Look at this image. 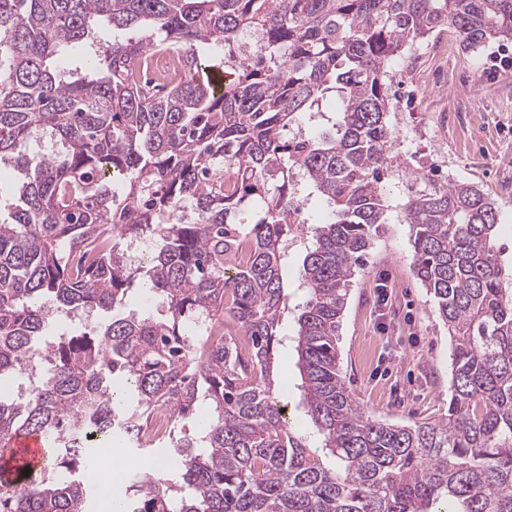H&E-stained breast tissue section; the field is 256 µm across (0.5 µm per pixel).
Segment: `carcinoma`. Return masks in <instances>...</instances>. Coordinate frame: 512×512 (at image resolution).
Returning a JSON list of instances; mask_svg holds the SVG:
<instances>
[{"label": "carcinoma", "mask_w": 512, "mask_h": 512, "mask_svg": "<svg viewBox=\"0 0 512 512\" xmlns=\"http://www.w3.org/2000/svg\"><path fill=\"white\" fill-rule=\"evenodd\" d=\"M440 27L466 49L512 40V0H0V163L24 172L0 219V453L19 436L47 446L0 512H92L82 474L118 442L167 450L128 478L124 512H512V265L484 193L455 182L405 206L448 327V416L371 419L339 365L351 283L387 223L388 66ZM166 50L181 78L138 80ZM204 50L224 54L221 94ZM37 131L60 152L28 153ZM300 171L327 218L302 247L285 338ZM247 203L253 221L235 222ZM137 239L154 244L145 262L126 257ZM144 291L156 312L139 315ZM76 313L98 320L53 334L40 385L9 399L3 380ZM226 318L237 330L215 334ZM286 340L315 448L278 405ZM160 404L164 436L133 439Z\"/></svg>", "instance_id": "1"}]
</instances>
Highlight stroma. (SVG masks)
Returning a JSON list of instances; mask_svg holds the SVG:
<instances>
[{
    "mask_svg": "<svg viewBox=\"0 0 512 512\" xmlns=\"http://www.w3.org/2000/svg\"><path fill=\"white\" fill-rule=\"evenodd\" d=\"M512 41L464 48L449 29L434 32L389 68L393 167L380 183L387 223L353 282L339 334L345 380L366 413L401 423L448 413L450 342L416 278L404 209L435 185L474 183L500 211L498 241L512 259V68L486 81L491 51ZM279 400L293 429L311 434L300 405L295 357H277Z\"/></svg>",
    "mask_w": 512,
    "mask_h": 512,
    "instance_id": "obj_1",
    "label": "stroma"
}]
</instances>
